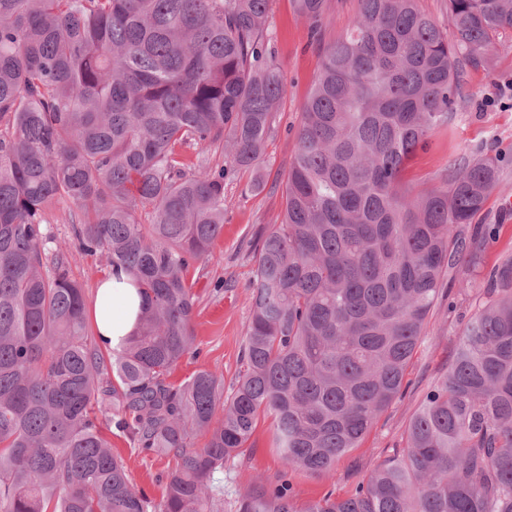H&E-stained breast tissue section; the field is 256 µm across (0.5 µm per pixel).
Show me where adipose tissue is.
Instances as JSON below:
<instances>
[{"label": "adipose tissue", "instance_id": "obj_1", "mask_svg": "<svg viewBox=\"0 0 512 512\" xmlns=\"http://www.w3.org/2000/svg\"><path fill=\"white\" fill-rule=\"evenodd\" d=\"M142 301L122 269H113L100 281L92 309L94 332L104 349L120 350L138 329Z\"/></svg>", "mask_w": 512, "mask_h": 512}]
</instances>
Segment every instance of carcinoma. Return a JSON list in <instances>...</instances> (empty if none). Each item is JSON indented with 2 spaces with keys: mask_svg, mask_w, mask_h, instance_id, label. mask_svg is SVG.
<instances>
[{
  "mask_svg": "<svg viewBox=\"0 0 512 512\" xmlns=\"http://www.w3.org/2000/svg\"><path fill=\"white\" fill-rule=\"evenodd\" d=\"M269 2L0 0V512H224L214 474L262 416L283 471L235 512H512L511 256L407 446L346 498L300 508L288 482L333 476L402 395L444 277L473 287L492 235L462 231L507 157L462 153L417 193L404 175L463 108L457 63L491 64L512 0H448L446 29L417 0H359L344 37L322 27L327 0H293L322 66L282 211L258 239L244 370L227 397L207 369L170 381L194 352L191 269L224 232V178L258 169L276 134ZM213 147L230 166L182 153ZM60 202L82 219L74 247L51 254L43 212ZM86 256L142 290L116 352L87 329L71 275ZM102 419L174 461L160 502L130 481Z\"/></svg>",
  "mask_w": 512,
  "mask_h": 512,
  "instance_id": "obj_1",
  "label": "carcinoma"
}]
</instances>
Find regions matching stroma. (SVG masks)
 Masks as SVG:
<instances>
[{
	"instance_id": "stroma-1",
	"label": "stroma",
	"mask_w": 512,
	"mask_h": 512,
	"mask_svg": "<svg viewBox=\"0 0 512 512\" xmlns=\"http://www.w3.org/2000/svg\"><path fill=\"white\" fill-rule=\"evenodd\" d=\"M270 48L280 64L286 94L274 114L276 134L267 147L262 165L264 188L254 191V175L234 171L224 180V232L214 245L218 263L197 264L192 272L197 295L193 329L196 353L186 355L171 379L181 382L195 371L208 369L222 374L225 388H232L241 369V354L251 313V283L256 244L260 230L274 223L283 207V189L288 165L296 147L301 105L320 71L322 51L312 44L308 25L296 13L292 0H271ZM512 82V29L494 38L491 66L465 67V107L448 129L429 139L427 150L418 152L406 175L411 188L423 189L439 182L446 165L458 154L468 152H512V97L500 93ZM477 223L490 225L494 243L484 252V270L512 255V165L489 196ZM459 276L449 273L444 280L445 297L440 298L428 320L424 339L407 371V388L366 433L358 448L341 457L333 479L302 472L290 477L297 506L320 499L327 492L347 496L378 464L404 447L405 430L423 395L446 368L456 341L476 310L481 289L465 290ZM112 449L123 461L132 482L152 501H159L171 473L168 459L144 455L132 448L116 427H108ZM281 470L272 440L271 421L259 419L249 449L227 462L217 473L224 487V512H234V503L258 478L275 480Z\"/></svg>"
}]
</instances>
